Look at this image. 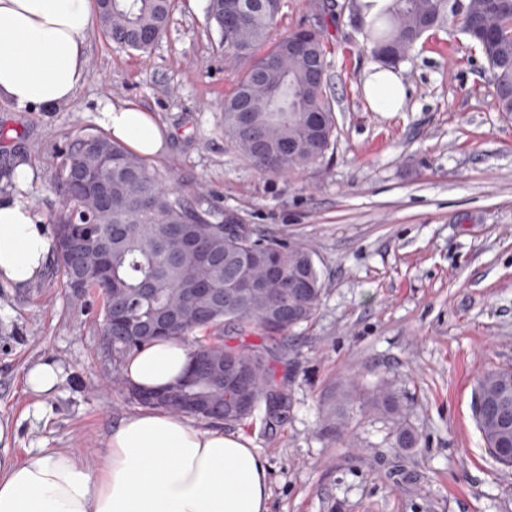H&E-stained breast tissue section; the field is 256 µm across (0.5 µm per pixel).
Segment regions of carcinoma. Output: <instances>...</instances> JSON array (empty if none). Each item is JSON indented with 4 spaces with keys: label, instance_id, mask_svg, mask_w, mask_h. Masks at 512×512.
I'll use <instances>...</instances> for the list:
<instances>
[{
    "label": "carcinoma",
    "instance_id": "obj_1",
    "mask_svg": "<svg viewBox=\"0 0 512 512\" xmlns=\"http://www.w3.org/2000/svg\"><path fill=\"white\" fill-rule=\"evenodd\" d=\"M96 25L119 46L148 52L168 29L174 0H96ZM460 30L488 65L498 111L512 114V0H462ZM240 0H210L209 16L232 62L243 66L224 100V137L258 171L284 174L316 166L334 140L336 123L325 86L327 59L323 18L267 43L277 13L261 0L243 6L237 25L225 16ZM453 0H390L361 29L375 60L401 61L428 31L454 22ZM64 201L54 217V272L71 294L102 301L101 314L120 312L112 330V361L118 365L159 336L148 325L170 321L165 337L184 340L198 330L208 340L190 351L180 382L185 396L210 409L195 416L241 422L252 410L236 411L228 363L246 372L254 401L262 400L267 424L277 425L292 407V395L274 363L293 330L316 317L323 283L309 247L246 224L212 221L199 201L165 186L164 174L122 142L103 134H79L60 155L54 182ZM196 242L185 251L181 238ZM255 329L262 343L230 346L227 340ZM136 403L183 413L176 402L149 399L123 383ZM476 415L490 456L512 470V367L486 371L477 382ZM391 423V447L413 448L404 404L382 379L361 386L350 378L324 400L328 434L341 436L353 419L352 403Z\"/></svg>",
    "mask_w": 512,
    "mask_h": 512
}]
</instances>
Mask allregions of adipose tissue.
Wrapping results in <instances>:
<instances>
[{
  "mask_svg": "<svg viewBox=\"0 0 512 512\" xmlns=\"http://www.w3.org/2000/svg\"><path fill=\"white\" fill-rule=\"evenodd\" d=\"M91 0H0V99L25 108L70 102L88 80ZM364 94L377 112L399 111L401 76L373 65ZM101 124L143 156L160 152L161 126L135 104L104 103ZM18 193L0 196V282L26 288L46 270L56 238L21 195L29 181L18 167ZM189 351L161 339L131 356L128 384L155 391L176 383ZM264 460L248 438L201 428L182 414L146 409L107 437L96 466L74 452L33 449L22 461L0 456V512H269Z\"/></svg>",
  "mask_w": 512,
  "mask_h": 512,
  "instance_id": "1",
  "label": "adipose tissue"
}]
</instances>
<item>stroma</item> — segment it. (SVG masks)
Instances as JSON below:
<instances>
[{"label":"stroma","instance_id":"stroma-1","mask_svg":"<svg viewBox=\"0 0 512 512\" xmlns=\"http://www.w3.org/2000/svg\"><path fill=\"white\" fill-rule=\"evenodd\" d=\"M209 0H178L151 53L88 33L89 79L71 103L20 108L0 99V195L25 193L51 218L59 154L101 133L103 103L134 102L168 134L152 157L182 194L257 232L311 245L325 293L288 345L293 405L276 427L264 407L225 424L266 463L270 512H512L501 472L476 426V382L512 367V116L498 112L487 64L457 26L426 33L396 64L400 111L377 112L363 91L373 62L352 0L325 17L326 91L336 137L322 162L264 174L224 136V98L240 70L225 58ZM57 362L66 380L36 396L26 369ZM97 302L74 300L53 269L29 288L0 284V455L71 450L88 462L139 404L113 386ZM385 378L401 395L415 448L391 447L388 425L357 415L350 436L321 426L339 381Z\"/></svg>","mask_w":512,"mask_h":512}]
</instances>
